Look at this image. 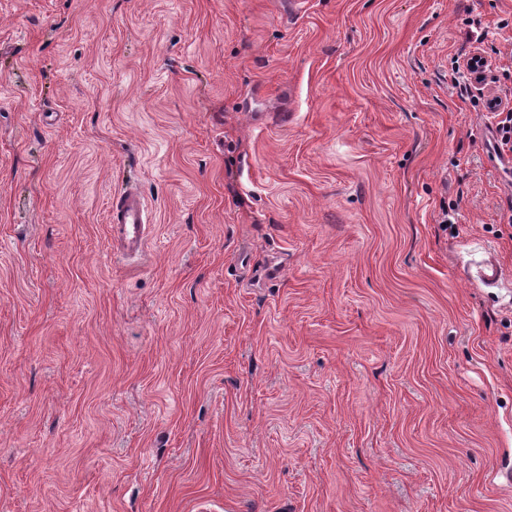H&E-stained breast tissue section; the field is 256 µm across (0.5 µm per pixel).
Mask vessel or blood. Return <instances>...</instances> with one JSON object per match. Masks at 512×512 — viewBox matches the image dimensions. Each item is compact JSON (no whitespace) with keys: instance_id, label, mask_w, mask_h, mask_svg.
<instances>
[{"instance_id":"vessel-or-blood-1","label":"vessel or blood","mask_w":512,"mask_h":512,"mask_svg":"<svg viewBox=\"0 0 512 512\" xmlns=\"http://www.w3.org/2000/svg\"><path fill=\"white\" fill-rule=\"evenodd\" d=\"M151 218L137 192L127 188L112 196L109 224L114 246L134 258L144 251Z\"/></svg>"}]
</instances>
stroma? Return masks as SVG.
Returning <instances> with one entry per match:
<instances>
[{"mask_svg":"<svg viewBox=\"0 0 512 512\" xmlns=\"http://www.w3.org/2000/svg\"><path fill=\"white\" fill-rule=\"evenodd\" d=\"M478 48L512 0H0V512H512ZM151 218L141 198L132 188L112 196L109 224L112 243L127 257H139L144 251Z\"/></svg>","mask_w":512,"mask_h":512,"instance_id":"1","label":"stroma"}]
</instances>
